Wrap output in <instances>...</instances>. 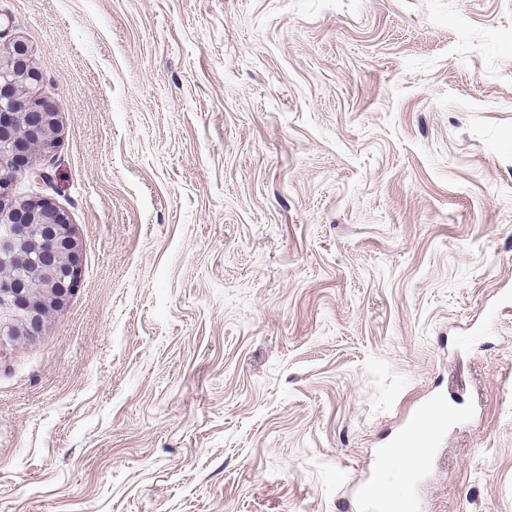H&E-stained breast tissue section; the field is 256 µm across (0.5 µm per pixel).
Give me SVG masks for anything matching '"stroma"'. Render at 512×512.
Returning a JSON list of instances; mask_svg holds the SVG:
<instances>
[{
    "instance_id": "1",
    "label": "stroma",
    "mask_w": 512,
    "mask_h": 512,
    "mask_svg": "<svg viewBox=\"0 0 512 512\" xmlns=\"http://www.w3.org/2000/svg\"><path fill=\"white\" fill-rule=\"evenodd\" d=\"M82 279L0 360V512H512V0H0ZM466 418L406 482L433 395Z\"/></svg>"
}]
</instances>
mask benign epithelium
<instances>
[{
  "instance_id": "1",
  "label": "benign epithelium",
  "mask_w": 512,
  "mask_h": 512,
  "mask_svg": "<svg viewBox=\"0 0 512 512\" xmlns=\"http://www.w3.org/2000/svg\"><path fill=\"white\" fill-rule=\"evenodd\" d=\"M32 51L14 39L0 45V265L27 273L31 287L0 271V356L41 335L49 314L66 306L82 267L68 214L44 197H16L13 182L43 178L33 163L61 133L60 104L35 91Z\"/></svg>"
}]
</instances>
